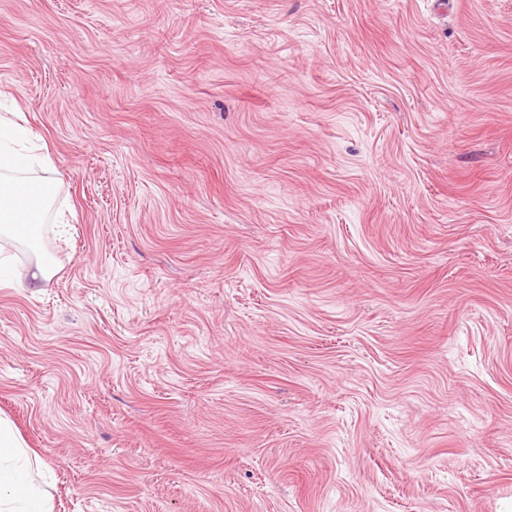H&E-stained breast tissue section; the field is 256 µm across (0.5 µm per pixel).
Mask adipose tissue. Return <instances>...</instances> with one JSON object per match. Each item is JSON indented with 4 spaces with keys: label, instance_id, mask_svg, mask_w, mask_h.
Wrapping results in <instances>:
<instances>
[{
    "label": "adipose tissue",
    "instance_id": "adipose-tissue-1",
    "mask_svg": "<svg viewBox=\"0 0 512 512\" xmlns=\"http://www.w3.org/2000/svg\"><path fill=\"white\" fill-rule=\"evenodd\" d=\"M26 136L25 129L0 118V237L17 236L20 227L42 222L53 204L55 182L47 177L40 180L45 192L35 209L17 203L19 173L45 165L43 157L24 152L22 143ZM0 512H51L48 494L33 474L24 443L1 418Z\"/></svg>",
    "mask_w": 512,
    "mask_h": 512
}]
</instances>
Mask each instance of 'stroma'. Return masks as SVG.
I'll return each mask as SVG.
<instances>
[{
	"label": "stroma",
	"mask_w": 512,
	"mask_h": 512,
	"mask_svg": "<svg viewBox=\"0 0 512 512\" xmlns=\"http://www.w3.org/2000/svg\"><path fill=\"white\" fill-rule=\"evenodd\" d=\"M5 113L52 512H512V0H0ZM25 129L0 118V237H17L20 227L26 224L42 223L54 200L55 181L42 177L33 179L41 183L46 192L38 199L36 211L30 212L17 203L16 185L20 179L16 173L32 171L35 167L44 168L43 157L27 154L21 148L26 139ZM52 191V195L51 192ZM54 273L53 263L46 254L36 252V259L29 272L26 287L38 286L41 281L48 280Z\"/></svg>",
	"instance_id": "obj_1"
}]
</instances>
